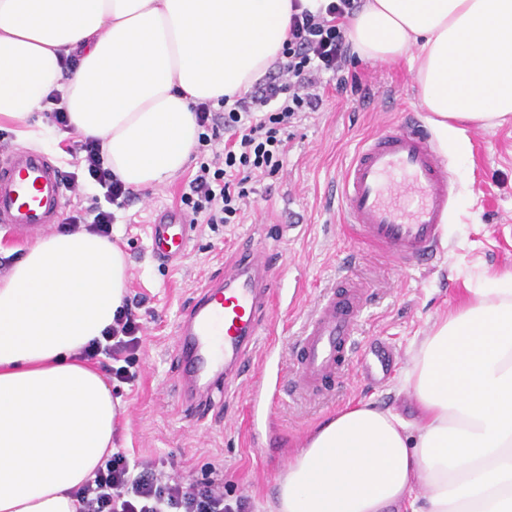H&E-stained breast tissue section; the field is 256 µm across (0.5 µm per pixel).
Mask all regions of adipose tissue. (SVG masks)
I'll return each instance as SVG.
<instances>
[{"label":"adipose tissue","mask_w":512,"mask_h":512,"mask_svg":"<svg viewBox=\"0 0 512 512\" xmlns=\"http://www.w3.org/2000/svg\"><path fill=\"white\" fill-rule=\"evenodd\" d=\"M0 0V118L38 142L48 96L106 168L146 190L184 170L196 104L241 95L288 37L293 2ZM348 39L365 59L408 60L441 141L512 117V0H364ZM106 237L53 234L0 278V512H78L120 404L80 353L126 296ZM413 427L369 404L321 424L289 460L268 512H512V273L435 322L403 379ZM424 488L418 498L416 488Z\"/></svg>","instance_id":"obj_1"}]
</instances>
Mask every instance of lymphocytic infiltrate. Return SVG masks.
I'll return each mask as SVG.
<instances>
[{
    "label": "lymphocytic infiltrate",
    "instance_id": "1",
    "mask_svg": "<svg viewBox=\"0 0 512 512\" xmlns=\"http://www.w3.org/2000/svg\"><path fill=\"white\" fill-rule=\"evenodd\" d=\"M358 7L359 0H330L325 11L292 14L281 56L264 79L232 104L217 109L207 102L197 105L198 150L207 159L180 197L191 223H235L249 196L247 183L282 168L293 120L322 104L323 75H335L337 90L345 89L343 70L350 58L345 21ZM67 153L74 161L68 191L77 193L84 180H94L107 205L74 211L63 231L86 229L111 235L113 210L127 204L130 189L104 168L99 140L73 141ZM141 304L138 298L125 299L102 340L92 341L82 351L85 359L100 361L111 378L129 382L136 378L132 367L142 343L137 315ZM165 466L162 460L133 461L125 452L112 453L94 478L76 490L79 512H236L224 500L223 480L187 482L167 473Z\"/></svg>",
    "mask_w": 512,
    "mask_h": 512
}]
</instances>
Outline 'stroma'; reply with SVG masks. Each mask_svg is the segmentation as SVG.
<instances>
[{"mask_svg":"<svg viewBox=\"0 0 512 512\" xmlns=\"http://www.w3.org/2000/svg\"><path fill=\"white\" fill-rule=\"evenodd\" d=\"M345 75V92L328 80L320 110L291 128L282 170L250 183L239 223L197 225L181 261L165 265L154 259L149 226L161 212L179 207L196 163L165 185L135 192L129 205L115 212L112 239L128 262L127 293L144 296L145 302L139 310L138 377L112 384L113 397L124 406L113 443L135 459L172 460L178 474L191 481L213 472L223 475L226 499L243 501L245 512H267L288 460L346 405L370 403L419 422L417 402L402 384L415 341L485 279L512 272V120L494 128L465 125L469 150L448 159L455 191L432 271L395 268L345 235L336 192L345 166L368 136L388 129L404 113L425 109L407 62L355 58ZM254 248L287 258L274 267L280 302L261 319L274 324L275 334L259 336L247 359L249 381L194 417L174 388L176 324L205 280L220 277L225 265ZM343 277L369 287L371 300L356 339L363 345L395 344L398 365L392 378L370 384L353 364L335 392L284 393L254 419L255 386L276 368L282 378L291 377L292 338Z\"/></svg>","mask_w":512,"mask_h":512,"instance_id":"obj_1","label":"stroma"}]
</instances>
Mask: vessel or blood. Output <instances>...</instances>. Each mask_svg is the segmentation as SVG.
<instances>
[{
  "label": "vessel or blood",
  "instance_id": "b4317fda",
  "mask_svg": "<svg viewBox=\"0 0 512 512\" xmlns=\"http://www.w3.org/2000/svg\"><path fill=\"white\" fill-rule=\"evenodd\" d=\"M452 189L428 129L408 121L363 142L338 192L345 228L368 252L386 256L400 269H422L441 250ZM66 203V174L52 157L27 149L0 157V223L16 238L61 223ZM192 232L185 213L163 212L150 226L153 255L165 263L178 261ZM271 269L264 255L246 253L222 277L204 283L182 313L174 345L182 401L193 402L199 387L226 388L244 375L246 354L272 301ZM367 300V286L348 278L329 291L294 339L290 384L275 383L274 393L332 392L357 348Z\"/></svg>",
  "mask_w": 512,
  "mask_h": 512
}]
</instances>
